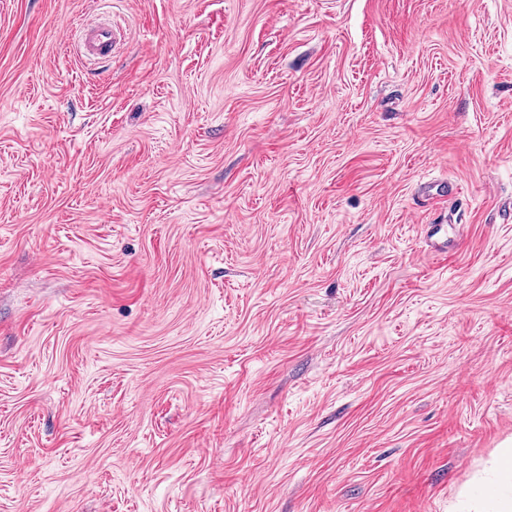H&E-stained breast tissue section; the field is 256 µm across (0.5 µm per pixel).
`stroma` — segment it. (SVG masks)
<instances>
[{
	"mask_svg": "<svg viewBox=\"0 0 512 512\" xmlns=\"http://www.w3.org/2000/svg\"><path fill=\"white\" fill-rule=\"evenodd\" d=\"M509 439L512 0H0V512H468ZM78 44L87 61L108 58L122 45V28L112 21L85 24L79 29Z\"/></svg>",
	"mask_w": 512,
	"mask_h": 512,
	"instance_id": "35a3bbf8",
	"label": "stroma"
}]
</instances>
